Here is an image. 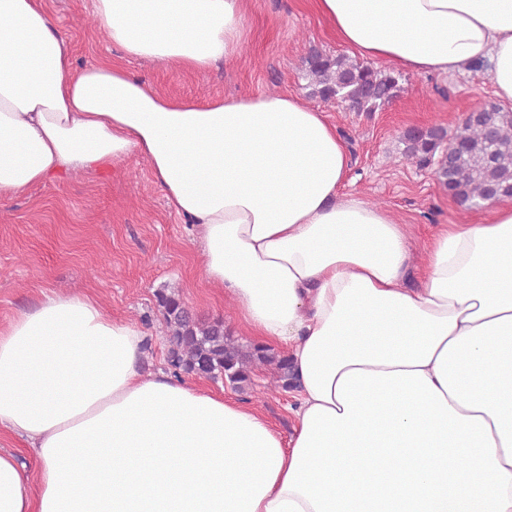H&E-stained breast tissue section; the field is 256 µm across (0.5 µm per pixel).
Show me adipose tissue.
<instances>
[{"mask_svg": "<svg viewBox=\"0 0 512 512\" xmlns=\"http://www.w3.org/2000/svg\"><path fill=\"white\" fill-rule=\"evenodd\" d=\"M127 57L204 71L244 0H89ZM353 54L512 102V0H316ZM143 158L206 280L292 366L297 427L159 372L141 329L50 293L0 328V512H512V203L443 224L421 288L406 225L343 194L349 157L291 93L179 100L75 67L42 0H0V202ZM0 451H10L15 453L20 457L21 462L26 463V471L34 474L37 466V460L30 448H27L25 442L21 438L1 432Z\"/></svg>", "mask_w": 512, "mask_h": 512, "instance_id": "1", "label": "adipose tissue"}]
</instances>
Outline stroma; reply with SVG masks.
I'll use <instances>...</instances> for the list:
<instances>
[{"instance_id": "35a3bbf8", "label": "stroma", "mask_w": 512, "mask_h": 512, "mask_svg": "<svg viewBox=\"0 0 512 512\" xmlns=\"http://www.w3.org/2000/svg\"><path fill=\"white\" fill-rule=\"evenodd\" d=\"M55 26L68 38L75 66L102 58L125 63L159 91L177 99L293 93L325 112L350 155L347 189L367 202L382 201L408 225L416 258L407 285L423 284L422 260L440 224H483L488 210L467 211L438 184L430 167L403 158L400 138L415 127L455 129L463 112L495 101L489 67L452 78L404 72L396 98L377 112H352L313 97L306 77L312 51L344 53L314 0H247L246 38L238 57L204 72L123 59L96 29L86 0H46ZM176 292L190 309L220 319L240 344H252L236 307L203 276L198 237L168 208L147 163L131 157L109 175L87 172L49 182L0 203V326L43 294H89L116 319L147 335L143 372L167 369L166 322L156 295ZM270 368L254 369L243 388L195 379L255 407L282 437L296 420L287 393L269 392Z\"/></svg>"}]
</instances>
